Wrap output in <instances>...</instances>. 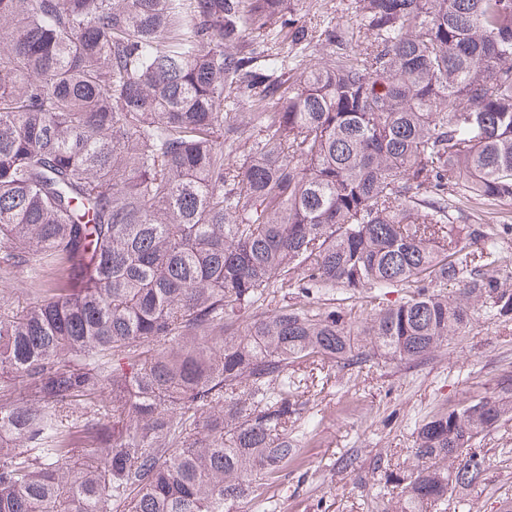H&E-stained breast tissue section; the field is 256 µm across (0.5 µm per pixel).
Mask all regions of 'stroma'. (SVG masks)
<instances>
[{
  "mask_svg": "<svg viewBox=\"0 0 512 512\" xmlns=\"http://www.w3.org/2000/svg\"><path fill=\"white\" fill-rule=\"evenodd\" d=\"M63 276L57 264L10 269L0 272V290L26 301ZM505 375H512V321L479 310L464 335L449 339L426 361L337 372L324 385L299 392L300 413L288 428L298 455L266 489L265 505L243 499L224 512H367L373 491L355 475L337 473L341 454L358 451L366 471L379 456L406 469L415 426L495 387ZM473 445L487 457L486 479L450 497L447 512H500L503 501H512V418L479 434Z\"/></svg>",
  "mask_w": 512,
  "mask_h": 512,
  "instance_id": "obj_1",
  "label": "stroma"
}]
</instances>
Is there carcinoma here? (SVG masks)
<instances>
[{
	"mask_svg": "<svg viewBox=\"0 0 512 512\" xmlns=\"http://www.w3.org/2000/svg\"><path fill=\"white\" fill-rule=\"evenodd\" d=\"M366 46L293 0H0V512H224L296 454V376L421 362L512 320V0H357ZM322 45L339 53L312 58ZM246 102L249 110L239 111ZM365 289L346 317L288 301ZM110 396L111 405L97 400ZM512 378L414 431L373 503L440 512ZM481 215L483 224H498L502 235L512 239V201L499 203L498 206ZM64 277L61 265L39 267L31 266L10 269L0 272V291L4 290L20 301L32 300L36 296V288H49Z\"/></svg>",
	"mask_w": 512,
	"mask_h": 512,
	"instance_id": "1",
	"label": "carcinoma"
}]
</instances>
